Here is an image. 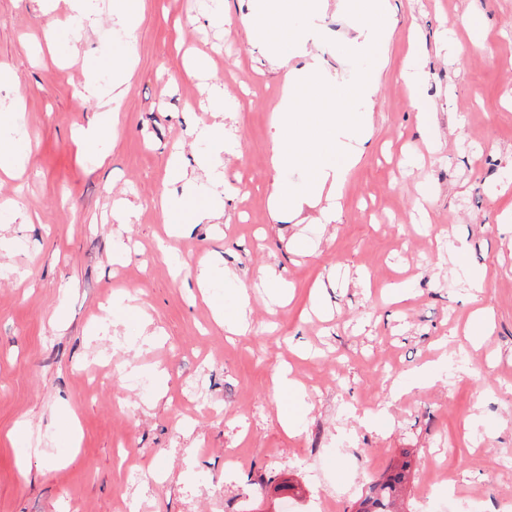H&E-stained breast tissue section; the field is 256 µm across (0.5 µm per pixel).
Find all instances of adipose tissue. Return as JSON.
<instances>
[{
  "mask_svg": "<svg viewBox=\"0 0 512 512\" xmlns=\"http://www.w3.org/2000/svg\"><path fill=\"white\" fill-rule=\"evenodd\" d=\"M141 2L113 0L112 24L120 33V47L112 53L111 69L113 81L120 85L133 69ZM326 7L327 0H249L242 18L253 44L284 75L271 148L274 175L269 205L277 221L309 204L319 206L321 223H333L334 201L341 196L346 174L370 143L369 114L377 101V72L382 63L378 32L392 26L391 0H338L339 9L351 21L341 57L350 67L346 76L327 70L311 47V34ZM294 55L302 58L301 66L291 65ZM18 110L15 104L0 105V171L7 174L24 169L33 154L28 136L12 133ZM196 138L205 145L197 159V174L188 173L179 156H172L170 165L182 189L161 197L168 234L174 239L183 234L185 214H192L199 224L219 223L224 194L232 187L225 158L235 154L236 148L226 123L203 125ZM194 276L201 288L223 283L233 294L235 306H215L214 318L231 332H246L252 309L237 275L209 263Z\"/></svg>",
  "mask_w": 512,
  "mask_h": 512,
  "instance_id": "ef3b65f1",
  "label": "adipose tissue"
}]
</instances>
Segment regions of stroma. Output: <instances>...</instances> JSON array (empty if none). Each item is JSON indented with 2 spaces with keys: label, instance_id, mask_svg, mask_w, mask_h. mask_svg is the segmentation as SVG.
Instances as JSON below:
<instances>
[{
  "label": "stroma",
  "instance_id": "obj_1",
  "mask_svg": "<svg viewBox=\"0 0 512 512\" xmlns=\"http://www.w3.org/2000/svg\"><path fill=\"white\" fill-rule=\"evenodd\" d=\"M112 2L95 0L97 24L60 57L44 28L64 20L65 0L50 18L35 0H0V101L21 103L16 123L34 145L24 173L0 179V238L22 241L0 255V512H280L288 494L299 512H353L406 449L444 482L426 499L414 475L406 512H448L452 488L475 512H501L512 497V0H394L371 147L322 229L270 214L283 74L238 21L247 0H218L231 18L221 27L203 0H143L115 135L100 150L78 142L94 114L85 63L112 90ZM414 34L436 153L397 78ZM475 35L487 50L470 49ZM451 39L463 52L446 54ZM212 85L223 98L208 100ZM230 103L228 174L241 191L224 201L228 222L186 227L179 274L160 249L168 159L193 167L196 127ZM119 199L134 204L131 223L113 220ZM302 232L307 254L291 249ZM208 262L248 285L277 267L290 299L252 292L250 332L226 335L190 284ZM395 283L407 300L393 301ZM125 291L157 341L114 323ZM478 309L489 321L476 346L465 324ZM284 366L309 390L291 430L274 390ZM423 366L433 386H417ZM190 382L203 403L185 399Z\"/></svg>",
  "mask_w": 512,
  "mask_h": 512
}]
</instances>
